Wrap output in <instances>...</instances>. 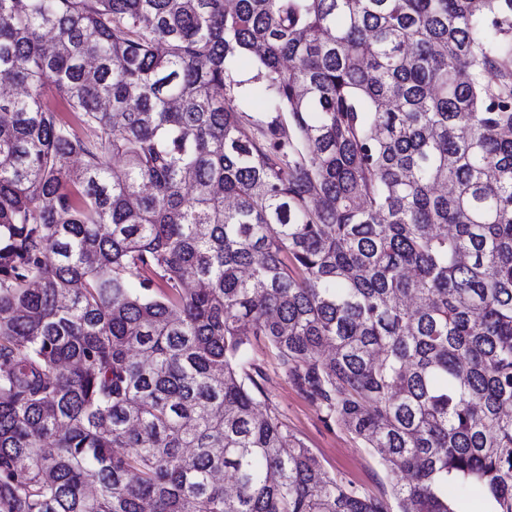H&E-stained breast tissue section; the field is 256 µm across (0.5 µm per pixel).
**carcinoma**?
<instances>
[{
    "mask_svg": "<svg viewBox=\"0 0 512 512\" xmlns=\"http://www.w3.org/2000/svg\"><path fill=\"white\" fill-rule=\"evenodd\" d=\"M2 86L0 512H512V0H0ZM236 104L241 112H245L243 113L244 118L252 123L255 132H257L256 128L263 126L270 120V115H272L265 112L259 104L251 98H248L247 95L244 99H237ZM254 354L263 361L266 370L265 398L259 397L261 406L265 402L275 407L283 422L312 449L330 475L361 486L371 494L378 495L383 489L387 490L384 472L368 448L346 429L327 427L318 408L275 368L263 344L254 346Z\"/></svg>",
    "mask_w": 512,
    "mask_h": 512,
    "instance_id": "cac0c4a2",
    "label": "carcinoma"
}]
</instances>
